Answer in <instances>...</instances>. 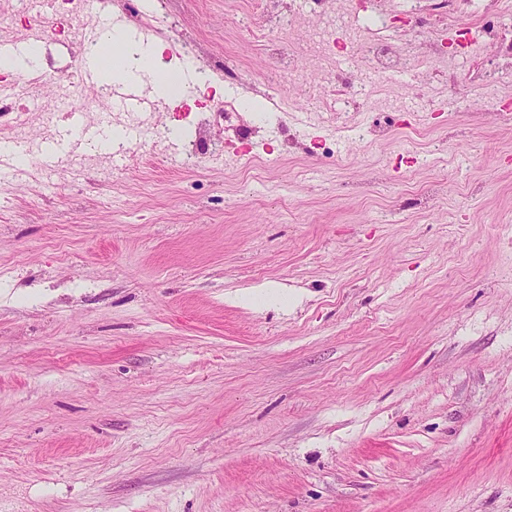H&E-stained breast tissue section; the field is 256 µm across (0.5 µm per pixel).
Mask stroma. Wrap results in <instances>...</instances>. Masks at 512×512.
I'll list each match as a JSON object with an SVG mask.
<instances>
[{"mask_svg":"<svg viewBox=\"0 0 512 512\" xmlns=\"http://www.w3.org/2000/svg\"><path fill=\"white\" fill-rule=\"evenodd\" d=\"M436 0H363L331 50L350 88L306 122L286 86L298 0H111L94 18L162 49L173 73L231 60L223 98L161 105L162 157L39 178L0 167V512H512V65L472 0L451 70L375 73L367 46L456 42ZM157 22L160 34L148 33ZM42 16L48 79L28 103L111 119L106 86L59 100L86 56ZM199 47L198 58L181 44ZM472 95L470 111L460 99ZM199 167L180 152L200 113ZM274 282L283 295H259Z\"/></svg>","mask_w":512,"mask_h":512,"instance_id":"obj_1","label":"stroma"}]
</instances>
